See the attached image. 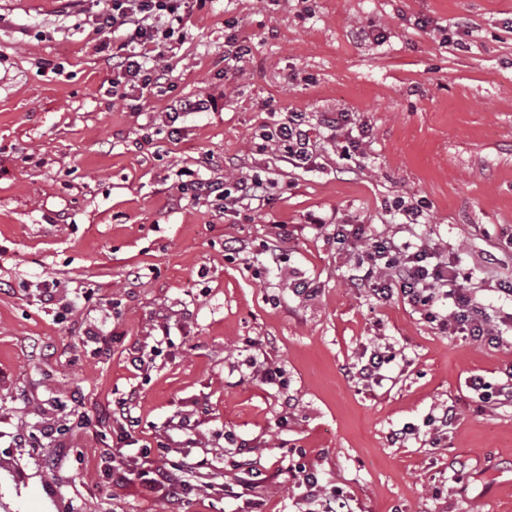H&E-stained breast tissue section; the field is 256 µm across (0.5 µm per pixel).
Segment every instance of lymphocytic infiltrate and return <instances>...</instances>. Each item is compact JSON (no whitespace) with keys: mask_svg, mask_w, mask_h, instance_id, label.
<instances>
[{"mask_svg":"<svg viewBox=\"0 0 512 512\" xmlns=\"http://www.w3.org/2000/svg\"><path fill=\"white\" fill-rule=\"evenodd\" d=\"M191 2L201 9L208 0H108L93 22L104 37L103 49L111 53L113 92L161 88L163 75L158 63L166 51L185 39L186 9ZM350 122L349 113L339 112L323 116L316 128L306 113L292 112L286 121L264 131L261 139L282 147L289 164L306 167L313 157L318 128L338 131ZM178 190L195 200L207 199L222 212L259 210L268 200L267 182L256 174L230 184L219 179H187L181 181ZM312 223L325 232L329 241H361L362 255L349 276L354 287L379 299L401 297L426 321L437 325L441 333L489 343L501 340L503 331L491 319L481 298L469 288V275L449 262L432 239L415 243L394 234L373 235L366 233L364 227L349 230L320 216L314 217ZM193 470V465L187 464L181 474H173L141 448L113 464L109 476L116 486L140 481L178 510L185 494L193 488Z\"/></svg>","mask_w":512,"mask_h":512,"instance_id":"f902f5d3","label":"lymphocytic infiltrate"}]
</instances>
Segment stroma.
Here are the masks:
<instances>
[{
  "label": "stroma",
  "mask_w": 512,
  "mask_h": 512,
  "mask_svg": "<svg viewBox=\"0 0 512 512\" xmlns=\"http://www.w3.org/2000/svg\"><path fill=\"white\" fill-rule=\"evenodd\" d=\"M96 9L0 0V512H165L105 472L112 404L128 394L156 463L200 466L183 512H316L290 471L299 461L352 512H512V401L469 387L506 383L512 336H449L403 300L353 288L348 252L309 224L391 234L402 217L389 202L426 200L416 233L459 257L505 317L494 285L512 275V251L497 248L512 233V0H211L167 55L170 89L136 103L112 94ZM461 22L462 48L445 40ZM230 35L250 47L238 70L224 67ZM205 93L217 110L170 122ZM290 112L352 113L362 157L340 159L323 134L310 170L258 151ZM184 170L261 173L269 201L218 212L180 195ZM44 280L71 304L67 322L41 302ZM162 321L169 345L134 368ZM94 325L115 337L107 354L82 342ZM391 350L381 383L350 376ZM449 406L456 422L434 434L428 419ZM179 417L192 430L168 433ZM50 424L70 430L40 444ZM407 424L416 434L391 442ZM241 445L264 479L228 497Z\"/></svg>",
  "instance_id": "35a3bbf8"
}]
</instances>
